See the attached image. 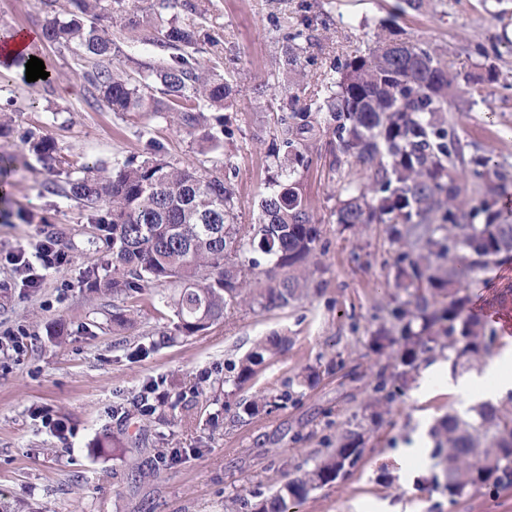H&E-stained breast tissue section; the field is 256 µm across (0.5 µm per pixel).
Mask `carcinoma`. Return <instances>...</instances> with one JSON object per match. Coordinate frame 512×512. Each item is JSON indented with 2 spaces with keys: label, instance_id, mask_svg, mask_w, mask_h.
<instances>
[{
  "label": "carcinoma",
  "instance_id": "1",
  "mask_svg": "<svg viewBox=\"0 0 512 512\" xmlns=\"http://www.w3.org/2000/svg\"><path fill=\"white\" fill-rule=\"evenodd\" d=\"M124 0H68L61 14L53 0L45 5L42 39L79 52L87 62L81 71L93 99L113 112H154L155 100L145 94L146 82H133L114 60L120 46L98 21L123 11ZM152 43L172 50L149 76L167 97L166 111L195 127L201 112H220L235 97L232 83L217 79L189 49L194 29L172 25ZM311 41L303 30L288 35L283 50L282 97L272 149L277 173L268 184L254 224L235 223V197L230 183L204 165L169 160L156 146L152 157L115 159L108 169L96 162L81 165V176L65 185L51 179L45 189L79 202L85 218L98 225L107 251L101 265L86 268L89 293L112 294V325L123 327L128 311L144 299L151 284H172L162 297L171 309V328L136 346L134 359L148 356L179 336H195L224 320L235 306L263 310L284 308L306 287L304 272L315 255L319 230L304 201L296 166L302 164L314 117L330 115L339 152L374 167L366 187L346 182L338 223L386 224L395 243L407 250L399 256L398 285L412 289L410 300L392 310L401 324L398 335L380 332L373 350L398 349L402 370L394 377L379 374L378 401L391 402L417 367L436 348L448 349L452 366H471L488 353L496 330L470 312V283L502 255H512V224L501 221L500 183L512 177L492 157L474 152L464 159L458 143L448 137L439 114L446 111L453 78L434 52L405 42L378 39L364 55L345 62L327 77L324 88L304 101L303 47ZM28 152L59 167L69 164L57 143L41 130L21 137ZM469 166L482 181L475 211L459 200L461 188L451 174L456 163ZM484 223L473 224L474 215ZM288 337L272 335L239 361L234 385L252 380L265 358L278 356ZM181 394L171 395L160 380L145 385L130 402L113 413L151 416L164 405L175 409ZM467 419L448 416L435 433L431 458L436 460L430 483L443 486L450 500L485 490L512 489V411L490 403L470 409ZM361 436L347 437L313 468L287 481L275 494L257 503L240 501L245 512H289L309 491L332 483L353 469L362 455ZM132 440L102 435L93 443L104 455L126 454Z\"/></svg>",
  "mask_w": 512,
  "mask_h": 512
}]
</instances>
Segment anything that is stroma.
Returning <instances> with one entry per match:
<instances>
[{
  "mask_svg": "<svg viewBox=\"0 0 512 512\" xmlns=\"http://www.w3.org/2000/svg\"><path fill=\"white\" fill-rule=\"evenodd\" d=\"M197 2L199 15L181 7L157 10L155 0H126L140 24L136 42L110 19L101 21L122 49L120 67L134 76L167 57L148 42L156 26L195 27L204 48L200 61L237 83L240 93L191 129L164 114L90 107L70 48L36 43L49 74L45 83L0 65V91L14 101L4 115L11 132L0 136V157L21 159L0 176V496L27 502L33 512H237L240 498L270 496L358 433L364 444L357 467L311 490L297 512H512V490L453 501L424 481L433 462L419 448L421 436L448 414L465 415L470 400L436 385L421 390L420 369L385 405L381 420L372 419L377 373L395 360L374 353L370 341L392 326L400 248L385 225L339 224L345 181L370 183L373 171L353 163L336 167V139L325 125H316L299 170L320 228L307 295L281 309H232L205 333L136 360L130 351L172 316L160 301L165 286L148 289L133 328L116 333L104 325L112 299L91 296L83 283L85 268L104 258L100 233L76 202L46 193L47 165L24 151L20 138L41 127L77 165L142 157L150 142H159L168 158L223 174L235 192L238 223H255L275 170L279 101L268 86L277 80L288 32L305 20L316 38L303 57L313 80L367 53L380 35L434 49L454 79L445 114L449 135L464 154L480 150L512 170V0H423L417 10L404 0ZM46 13L43 0H0V34L40 30ZM212 38L221 41V53L207 52ZM217 130L220 147L201 152L203 135ZM48 239L64 243L71 262L45 271L39 287H25L10 257L33 254ZM61 320L69 336L57 344L49 332ZM273 333L289 338L287 351L267 360L227 403L194 397V389L234 375L240 358ZM308 366L319 376L299 384L297 375ZM162 378L185 394L172 423L113 416L114 405ZM260 395L280 402L237 419V402ZM106 431L137 439L135 468L91 452L96 435ZM163 437L180 451L166 464L157 461ZM404 448L417 451L407 466L399 459Z\"/></svg>",
  "mask_w": 512,
  "mask_h": 512,
  "instance_id": "obj_1",
  "label": "stroma"
}]
</instances>
